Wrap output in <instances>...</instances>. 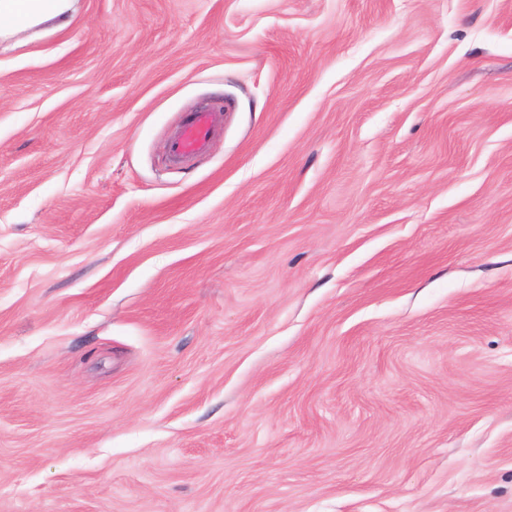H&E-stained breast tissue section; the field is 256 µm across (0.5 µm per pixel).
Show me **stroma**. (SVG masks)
<instances>
[{
    "label": "stroma",
    "instance_id": "stroma-1",
    "mask_svg": "<svg viewBox=\"0 0 512 512\" xmlns=\"http://www.w3.org/2000/svg\"><path fill=\"white\" fill-rule=\"evenodd\" d=\"M0 512H512V0L1 42ZM223 124L222 112H193L170 140L171 157L179 160L203 153Z\"/></svg>",
    "mask_w": 512,
    "mask_h": 512
}]
</instances>
